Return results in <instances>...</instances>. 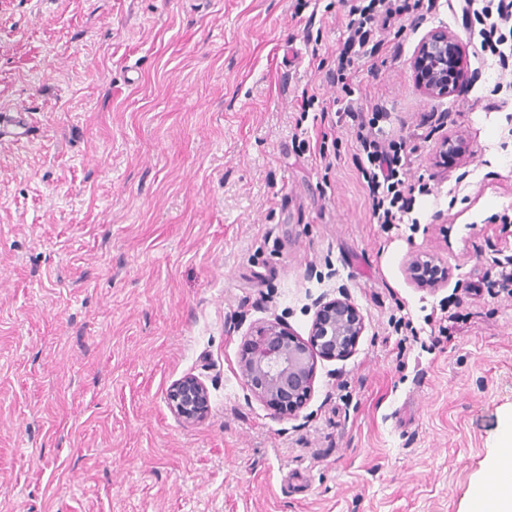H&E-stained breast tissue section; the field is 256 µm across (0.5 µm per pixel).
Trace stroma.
<instances>
[{
  "instance_id": "35a3bbf8",
  "label": "stroma",
  "mask_w": 512,
  "mask_h": 512,
  "mask_svg": "<svg viewBox=\"0 0 512 512\" xmlns=\"http://www.w3.org/2000/svg\"><path fill=\"white\" fill-rule=\"evenodd\" d=\"M343 0H0V512H473L512 425V65L421 93L390 28L355 103L412 149V222L370 218L356 141L323 104ZM318 97L302 109V93ZM463 139L446 164L443 138ZM448 267L419 289L410 254ZM347 291L365 330L293 417L249 396L245 336L308 337ZM455 315L450 335L439 328ZM209 390L188 425L185 375ZM30 128L28 112H1L0 137L6 133L13 135L17 140L27 138ZM209 392L196 376H185L174 382L168 391L171 411L187 424L202 420L208 410Z\"/></svg>"
}]
</instances>
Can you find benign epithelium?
I'll return each mask as SVG.
<instances>
[{
	"mask_svg": "<svg viewBox=\"0 0 512 512\" xmlns=\"http://www.w3.org/2000/svg\"><path fill=\"white\" fill-rule=\"evenodd\" d=\"M412 68L420 91L428 97L445 98L468 78L470 56L466 46L443 27L429 30L419 41ZM411 278L434 292L447 283L449 272L432 259L413 254ZM364 331L358 308L345 292L316 302L308 339L296 336L280 320L265 322L253 330L245 343L239 369L248 390L279 414L294 415L313 391L317 359L348 356ZM209 392L196 376H185L168 391L171 411L187 424L202 420L208 410Z\"/></svg>",
	"mask_w": 512,
	"mask_h": 512,
	"instance_id": "7a95c632",
	"label": "benign epithelium"
}]
</instances>
